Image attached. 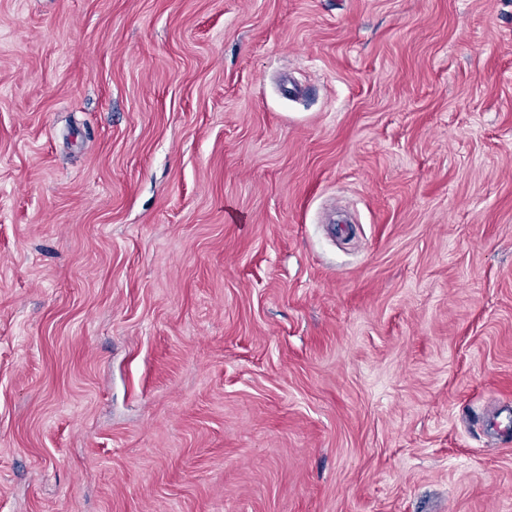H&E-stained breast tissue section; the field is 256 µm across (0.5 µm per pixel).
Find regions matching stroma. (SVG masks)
Masks as SVG:
<instances>
[{"label":"stroma","mask_w":512,"mask_h":512,"mask_svg":"<svg viewBox=\"0 0 512 512\" xmlns=\"http://www.w3.org/2000/svg\"><path fill=\"white\" fill-rule=\"evenodd\" d=\"M512 0H0V512H512Z\"/></svg>","instance_id":"1"}]
</instances>
